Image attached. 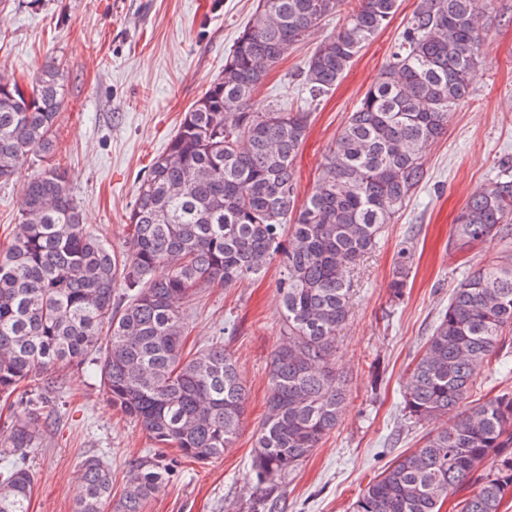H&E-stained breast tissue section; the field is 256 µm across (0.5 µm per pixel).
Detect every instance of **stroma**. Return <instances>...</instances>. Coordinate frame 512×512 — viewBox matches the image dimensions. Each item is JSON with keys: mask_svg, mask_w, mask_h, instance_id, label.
<instances>
[{"mask_svg": "<svg viewBox=\"0 0 512 512\" xmlns=\"http://www.w3.org/2000/svg\"><path fill=\"white\" fill-rule=\"evenodd\" d=\"M257 0H0V73L63 69L65 98L57 158L70 176L89 229L122 248L139 182L162 154L184 112L224 67ZM399 0L391 21L321 99L296 160L298 191H312L323 157L388 62L415 8ZM341 16L270 70L258 96L284 108L307 107L298 73ZM482 66L468 98L453 107L448 132L423 160L427 178L385 228L378 249L354 276L352 316L336 349L348 396L338 425L285 480L251 474L253 434L265 413L267 361L280 338L278 263L264 279L201 293L186 310L189 341L223 339L250 399L234 448L206 465H179L144 512H352L358 495L399 454L436 427L405 409V377L448 306L465 267L499 253L494 240L468 254L452 244L454 220L468 198L512 166V0H489ZM411 268L401 298L390 282L401 249ZM39 413L47 428L26 462L35 474L30 512H74L85 458H102L120 496L128 466L144 455L171 459L108 402L91 362L37 376L0 410V436L15 416Z\"/></svg>", "mask_w": 512, "mask_h": 512, "instance_id": "stroma-1", "label": "stroma"}]
</instances>
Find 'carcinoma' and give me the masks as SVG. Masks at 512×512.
<instances>
[{
  "instance_id": "cac0c4a2",
  "label": "carcinoma",
  "mask_w": 512,
  "mask_h": 512,
  "mask_svg": "<svg viewBox=\"0 0 512 512\" xmlns=\"http://www.w3.org/2000/svg\"><path fill=\"white\" fill-rule=\"evenodd\" d=\"M487 0H417L389 63L364 94L298 199L296 159L311 113L256 97L269 70L327 17L343 14L301 72L311 98L334 89L358 52L397 11L398 0H258L224 56V69L185 112L166 152L140 181L123 250L84 227L67 171L55 162L64 99L60 67L30 85L0 75V182L32 159L11 243L0 250V397L57 365L97 353L112 407L159 448L207 463L235 445L248 390L224 342L185 353L186 309L199 293L266 275L276 282L282 338L268 362L266 411L251 471L282 480L330 435L347 400L336 373L337 338L351 315L353 270L427 177L426 148L448 130V110L468 97L481 66L479 18ZM512 239V172L473 194L453 225L465 252ZM401 251L391 281L406 286ZM127 301L116 305L118 287ZM512 330V255L491 257L458 281L405 383L409 417L448 414L422 446L396 457L359 495L354 512H441L486 462L488 473L458 512H500L512 493V393L464 411L480 371L500 362ZM39 416L0 438V512H29V448ZM75 512H143L169 479L155 457L130 464L112 501L100 458L83 463Z\"/></svg>"
}]
</instances>
